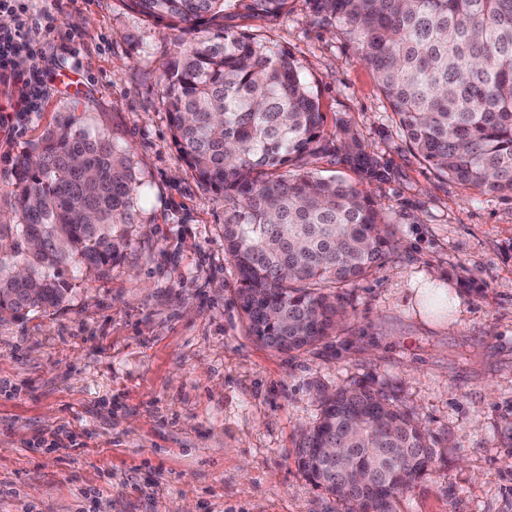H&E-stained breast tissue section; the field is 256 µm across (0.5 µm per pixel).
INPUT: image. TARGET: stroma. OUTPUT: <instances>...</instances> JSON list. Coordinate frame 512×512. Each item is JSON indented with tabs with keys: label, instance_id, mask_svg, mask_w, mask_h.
I'll return each instance as SVG.
<instances>
[{
	"label": "stroma",
	"instance_id": "1",
	"mask_svg": "<svg viewBox=\"0 0 512 512\" xmlns=\"http://www.w3.org/2000/svg\"><path fill=\"white\" fill-rule=\"evenodd\" d=\"M57 30L37 63L70 73L12 138L0 134V214L13 161L70 113L133 152L148 199L110 274L57 310L0 322V512H345L295 463L317 387L393 390L445 448L397 512H512V199L423 162L372 71L312 0H290L262 40L297 60L326 114L391 170L370 194L396 247L350 288L332 336L302 354L264 347L236 304L224 200L171 137L162 64L176 33L121 0H30ZM478 289L459 288L461 271ZM458 289L459 316L420 311V275Z\"/></svg>",
	"mask_w": 512,
	"mask_h": 512
}]
</instances>
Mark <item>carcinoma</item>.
Wrapping results in <instances>:
<instances>
[{"instance_id": "cac0c4a2", "label": "carcinoma", "mask_w": 512, "mask_h": 512, "mask_svg": "<svg viewBox=\"0 0 512 512\" xmlns=\"http://www.w3.org/2000/svg\"><path fill=\"white\" fill-rule=\"evenodd\" d=\"M290 0H122L180 33L163 104L173 142L201 184L224 197V251L248 334L300 352L347 314L346 289L394 246L366 187L390 169L348 121L325 114L288 50L250 32ZM371 66L409 144L480 194L512 196V0H313ZM330 153L357 183L322 178ZM16 221L0 224V321L61 306L75 272L102 278L131 245L143 201L133 153L57 122L13 162ZM300 436L305 480L365 512L395 502L432 470L437 438L419 415L364 382L322 389Z\"/></svg>"}]
</instances>
